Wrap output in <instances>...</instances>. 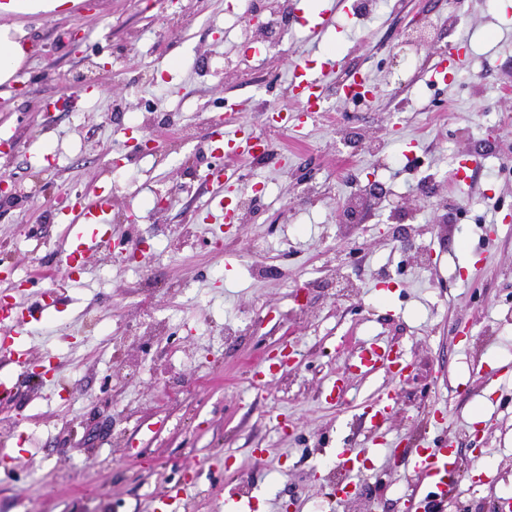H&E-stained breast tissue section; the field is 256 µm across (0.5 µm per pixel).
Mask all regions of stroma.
I'll return each mask as SVG.
<instances>
[{"label":"stroma","mask_w":512,"mask_h":512,"mask_svg":"<svg viewBox=\"0 0 512 512\" xmlns=\"http://www.w3.org/2000/svg\"><path fill=\"white\" fill-rule=\"evenodd\" d=\"M336 24L320 43L289 21L281 49L256 53L242 14L250 0H83L59 16L18 18L29 56L0 85V174L20 195L0 200V295L27 303L55 291L57 308L31 322L20 347L33 364L51 356L54 378L0 365L14 385L0 404V512H154L173 487L194 483L188 512H224V496L251 487V512H413L426 487L412 473L417 439L448 438L459 469L438 512H497L512 498V0H382L355 18L335 0ZM445 47L466 40L472 64L433 83L437 54L390 52L409 38ZM369 75L365 102L329 97L326 109L285 131V163H245L265 193L244 227L204 220L237 190L207 180L221 156L208 121L262 130L270 108L296 113L288 72L313 48ZM356 114L363 146L348 156L336 122ZM152 138L156 151L114 167L112 144ZM481 164L468 189L448 178L465 156ZM313 195L301 197L304 183ZM433 197L420 195L423 183ZM359 221H340L370 184ZM112 195L108 237L153 245L150 259L93 252L67 278L75 247L56 213L75 196ZM170 206L156 212V194ZM412 251L393 236L397 204ZM193 245L176 246L181 225ZM493 246L480 250L482 236ZM341 269L352 280L330 277ZM159 290L144 297L141 277ZM169 319L152 346L112 338L125 325ZM248 320L247 335L225 337ZM384 342L410 362L346 373L362 344ZM290 348L284 371L254 378L270 351ZM499 368L493 384L478 371ZM344 391L328 400L337 374ZM178 381L181 392L167 384ZM395 410L380 430L357 489L338 508L326 477L339 448H366V402L386 391ZM264 449V459L254 456Z\"/></svg>","instance_id":"stroma-1"}]
</instances>
